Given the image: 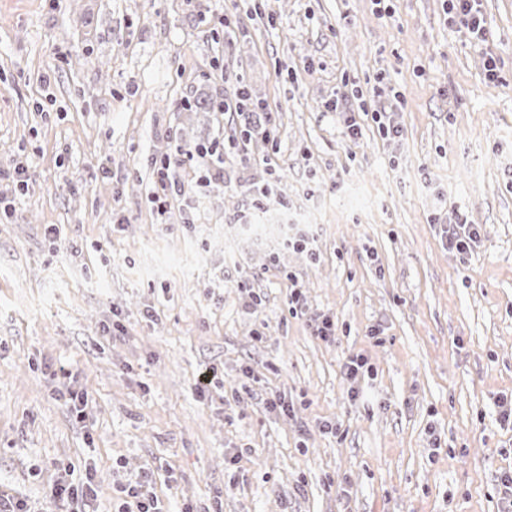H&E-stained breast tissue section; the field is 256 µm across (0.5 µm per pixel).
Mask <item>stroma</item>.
<instances>
[{"label":"stroma","instance_id":"obj_1","mask_svg":"<svg viewBox=\"0 0 512 512\" xmlns=\"http://www.w3.org/2000/svg\"><path fill=\"white\" fill-rule=\"evenodd\" d=\"M482 7L477 46L446 0H0V491L52 512L49 487L88 465L96 512L145 472L167 512H501L512 0ZM242 87L259 111L185 109ZM358 96L352 141L327 104ZM268 111L276 165L226 161L204 197L182 166L192 208L158 213L156 159L234 149ZM299 212L315 251L276 231ZM462 218L481 227L466 255L445 242ZM318 315L333 340L312 335ZM352 354L367 362L354 383ZM59 363L89 393L86 423ZM208 367L224 384L203 399ZM274 395L290 412L266 411ZM50 375L60 378L64 392H61L65 397V402L69 406L71 414L75 416L76 420L84 421L86 418V408L88 406V395L82 390L75 388L77 382L75 375L72 371L66 369L65 366L51 369Z\"/></svg>","mask_w":512,"mask_h":512}]
</instances>
